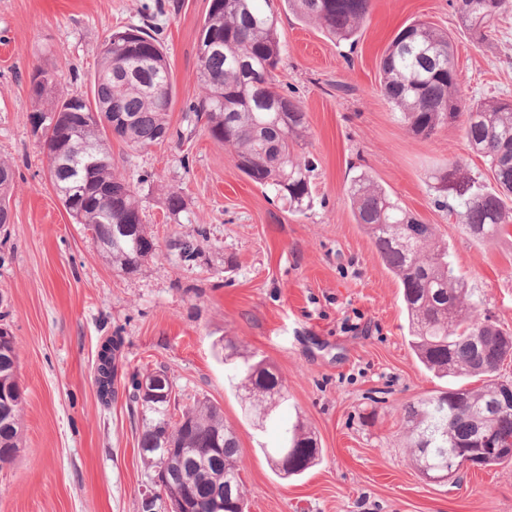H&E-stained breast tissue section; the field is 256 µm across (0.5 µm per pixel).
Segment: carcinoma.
<instances>
[{"instance_id":"obj_1","label":"carcinoma","mask_w":512,"mask_h":512,"mask_svg":"<svg viewBox=\"0 0 512 512\" xmlns=\"http://www.w3.org/2000/svg\"><path fill=\"white\" fill-rule=\"evenodd\" d=\"M261 0H210L197 45V72L203 94L189 106L187 126L203 123L211 138L230 147L236 166L251 181L288 202V210L303 214L311 206L313 162L298 151L307 130L301 105L279 92L275 71L281 61L276 18L260 7ZM300 18L316 22L338 42L355 45L369 14L371 0H283ZM460 24L472 40L482 43L495 31L512 0H452ZM210 42L219 51L205 54ZM380 90L398 119L416 138L428 139L448 123L461 126L471 150L486 158L494 185L487 187L467 172L459 159L432 174L435 202L454 213L475 239L512 236V101L488 98L463 101L456 82L454 45L447 33L428 22L402 27L381 59ZM31 94L39 107L30 116L31 131L47 151L53 188L78 224L92 231L112 268L130 275L155 255L157 244L142 218L136 185L115 174L107 143L108 126L101 114L116 121L112 135L133 149L161 143L172 131L169 112L174 80L167 53L150 25L127 27L105 39L88 99L81 94L54 96L57 74L39 66L29 73ZM56 122L39 124V117ZM15 165L0 159V227L11 223L10 190ZM347 196L354 219L370 236L385 266L400 285L409 320L410 345L426 370L453 385L420 399L407 410V441L420 474L446 473L443 450L474 453L478 431L489 428L496 437L512 440V410H492L495 398L506 395L512 382L499 371L512 357V334L481 313L478 303H465L469 291L448 247L436 240L435 228L402 207L372 174L350 179ZM166 209L176 217L185 210L181 191L166 194ZM131 224V235L117 234ZM224 347L227 363L242 394L281 395L282 379L273 365L245 355L231 339ZM12 342L0 344V451L18 447L21 394L9 353ZM464 394L458 404L455 396ZM172 402L139 411V447L151 459L189 484L195 512H209L215 490L224 494V512L243 505L236 465L237 437L220 409L207 400L185 406L183 424L161 440L159 426L173 421ZM223 446L219 457L207 456L213 440ZM180 448H197L203 458L191 465ZM273 467L286 479L304 473L318 460L314 433L298 421L284 446L266 448ZM288 454V469L278 460ZM512 463V447L481 449L482 467Z\"/></svg>"}]
</instances>
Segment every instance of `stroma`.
Masks as SVG:
<instances>
[{
    "label": "stroma",
    "instance_id": "obj_1",
    "mask_svg": "<svg viewBox=\"0 0 512 512\" xmlns=\"http://www.w3.org/2000/svg\"><path fill=\"white\" fill-rule=\"evenodd\" d=\"M209 0H0V157L14 161L13 222L0 231V320L16 341L22 393L14 459L0 465V512H143L158 468L138 446L128 411L133 376L166 368L180 405L219 406L239 441L246 512H512V464L462 472L460 485L431 483L407 448L405 410L445 389L415 358L399 285L347 199L366 169L393 198L434 225L481 310L512 331V237L478 240L435 206L432 172L462 160L489 180L460 125L412 136L380 92L379 61L397 31L424 20L454 40L466 99H512V12L479 44L449 0H371L356 44L330 40L270 0L277 19L282 93L307 116L303 151L315 164L311 206L255 185L230 148L199 132L183 144L141 150L111 140L118 174L137 179L158 250L138 273L113 270L85 225L52 188L31 133L28 74L39 65L60 91L89 94L105 37L151 20L175 80L170 112L183 124L201 94L197 40ZM185 210L169 216L167 188ZM195 240L184 261L175 238ZM119 340L117 395L101 402L96 360ZM272 362L287 390L264 422L244 410L225 375L222 346ZM302 420L319 460L283 479L263 455Z\"/></svg>",
    "mask_w": 512,
    "mask_h": 512
}]
</instances>
